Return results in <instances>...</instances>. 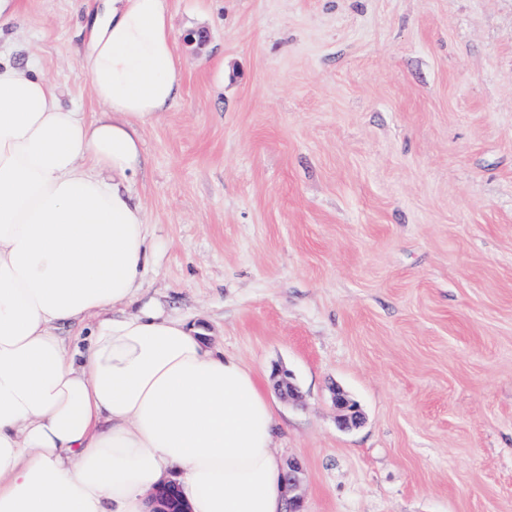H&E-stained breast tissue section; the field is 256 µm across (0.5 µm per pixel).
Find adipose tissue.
Segmentation results:
<instances>
[{"label": "adipose tissue", "mask_w": 512, "mask_h": 512, "mask_svg": "<svg viewBox=\"0 0 512 512\" xmlns=\"http://www.w3.org/2000/svg\"><path fill=\"white\" fill-rule=\"evenodd\" d=\"M86 23L93 118L0 56V512H151L168 483L190 512H286L261 379L141 299L128 181L180 93L167 0H104Z\"/></svg>", "instance_id": "1"}]
</instances>
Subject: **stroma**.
<instances>
[{
	"instance_id": "1",
	"label": "stroma",
	"mask_w": 512,
	"mask_h": 512,
	"mask_svg": "<svg viewBox=\"0 0 512 512\" xmlns=\"http://www.w3.org/2000/svg\"><path fill=\"white\" fill-rule=\"evenodd\" d=\"M100 4L20 0L0 26L88 118ZM168 8L181 94L131 183L145 298L291 374L273 448L304 512H512V0ZM299 484L300 476L298 464L290 461L288 462V471L285 475V488L286 492H288L289 512H303V502L301 498L295 494Z\"/></svg>"
}]
</instances>
